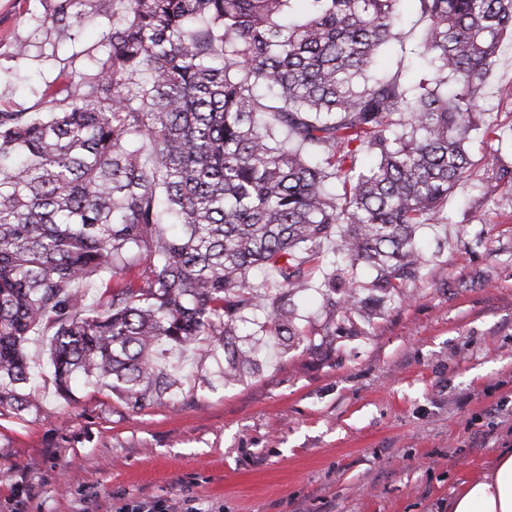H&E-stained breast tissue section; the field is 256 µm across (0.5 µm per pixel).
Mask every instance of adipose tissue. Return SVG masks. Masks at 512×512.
<instances>
[{
  "label": "adipose tissue",
  "instance_id": "obj_1",
  "mask_svg": "<svg viewBox=\"0 0 512 512\" xmlns=\"http://www.w3.org/2000/svg\"><path fill=\"white\" fill-rule=\"evenodd\" d=\"M448 512H512V448L491 468L464 484L448 502Z\"/></svg>",
  "mask_w": 512,
  "mask_h": 512
}]
</instances>
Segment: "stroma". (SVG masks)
Listing matches in <instances>:
<instances>
[{
	"instance_id": "obj_1",
	"label": "stroma",
	"mask_w": 512,
	"mask_h": 512,
	"mask_svg": "<svg viewBox=\"0 0 512 512\" xmlns=\"http://www.w3.org/2000/svg\"><path fill=\"white\" fill-rule=\"evenodd\" d=\"M42 0H0V108L34 106L64 58L98 42L110 22L90 13L77 41L44 21ZM406 38L383 52L386 74L423 68L411 48L422 23L403 4ZM28 46L14 57L15 42ZM512 37L478 103L498 127L512 106ZM471 188L448 200V221L420 231L429 255L400 299L371 318L334 316L321 274L299 291L300 336L257 333L255 367L224 376L223 356L191 351L181 391L144 409L118 395L56 391L46 336L29 350L36 408L0 413V512H124L184 501L193 512H448L464 483L512 446V139L471 146ZM28 489L14 497L15 486Z\"/></svg>"
}]
</instances>
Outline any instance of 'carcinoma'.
Wrapping results in <instances>:
<instances>
[{"label":"carcinoma","instance_id":"obj_1","mask_svg":"<svg viewBox=\"0 0 512 512\" xmlns=\"http://www.w3.org/2000/svg\"><path fill=\"white\" fill-rule=\"evenodd\" d=\"M109 1L35 109H0V408L17 413L38 403L40 330L63 396L157 404L179 390L161 359L186 348L221 347L239 375L247 314L300 335L295 293L340 227L330 305L371 311L363 266L400 295L427 263L418 228L448 221L492 134L475 107L512 34V0H415L429 69L410 81L373 74L400 0H304L298 19L296 0H45V21L73 40Z\"/></svg>","mask_w":512,"mask_h":512}]
</instances>
